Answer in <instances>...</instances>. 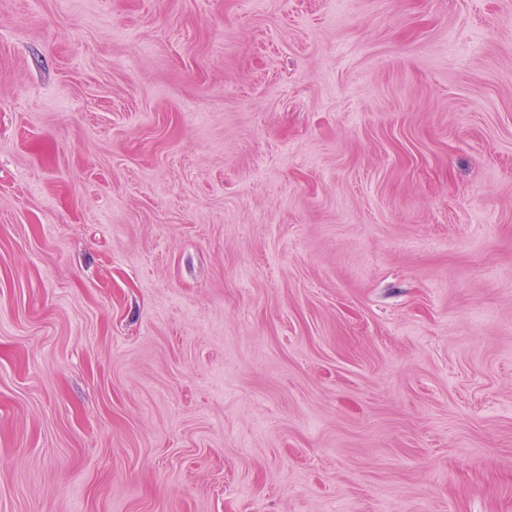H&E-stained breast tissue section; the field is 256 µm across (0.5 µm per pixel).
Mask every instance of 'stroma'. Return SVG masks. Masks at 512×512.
Listing matches in <instances>:
<instances>
[{"label": "stroma", "mask_w": 512, "mask_h": 512, "mask_svg": "<svg viewBox=\"0 0 512 512\" xmlns=\"http://www.w3.org/2000/svg\"><path fill=\"white\" fill-rule=\"evenodd\" d=\"M0 512H512V0H0Z\"/></svg>", "instance_id": "stroma-1"}]
</instances>
